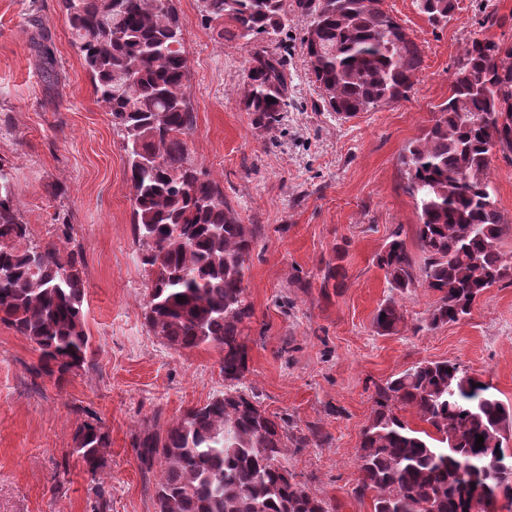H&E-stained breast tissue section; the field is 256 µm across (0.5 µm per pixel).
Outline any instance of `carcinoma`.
<instances>
[{"label": "carcinoma", "mask_w": 512, "mask_h": 512, "mask_svg": "<svg viewBox=\"0 0 512 512\" xmlns=\"http://www.w3.org/2000/svg\"><path fill=\"white\" fill-rule=\"evenodd\" d=\"M96 101L112 117L130 172L134 234L149 273L146 325L175 350L224 352L227 385L186 410L164 432L135 438L140 468L164 467L156 512H329L284 465L288 425L238 387L247 370L244 330L253 315L246 263L256 231L239 222L211 174L191 156L189 68L175 0H62ZM430 21L448 20L453 0H419ZM310 17L301 38L327 109L346 117L398 100L422 66L418 44L383 0H200L202 19L226 39L279 41L288 14ZM244 110L273 128L288 111L282 53L256 51ZM512 158V44L474 33L453 74L451 95L399 162L419 217L416 265L400 235L376 254L390 291L421 286L439 295L433 326L456 322L491 287L512 280L500 249L505 222L489 177L492 151ZM13 174L0 164V323L39 352L37 375H65L87 361L91 336L80 252L64 251L73 225L55 218L58 242L30 237L15 204ZM394 298L380 306L378 332L397 330ZM427 425L415 429L398 409ZM512 406L460 365L421 361L377 388L361 433L358 497L374 512H470L473 480L498 464L500 495L512 500ZM483 436L482 448L475 446ZM108 435L76 431L73 451L95 476Z\"/></svg>", "instance_id": "obj_1"}]
</instances>
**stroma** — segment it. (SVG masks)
Masks as SVG:
<instances>
[{
    "label": "stroma",
    "instance_id": "stroma-1",
    "mask_svg": "<svg viewBox=\"0 0 512 512\" xmlns=\"http://www.w3.org/2000/svg\"><path fill=\"white\" fill-rule=\"evenodd\" d=\"M186 40L194 158L219 180L257 244L245 275L253 316L239 385L310 442L289 444L287 469L334 512H373L354 494L357 448L378 386L423 360L456 362L512 405V284L489 288L470 315L431 326L436 293L398 296L403 321L378 333L390 291L375 256L394 235L413 242L415 203L399 165L449 95L469 38L512 43V0H456L431 23L417 0L384 7L419 45L423 64L405 97L343 117L322 107L300 47L295 13L286 67L291 105L280 126H259L241 103L253 41H227L202 22L198 0H176ZM508 17L482 27L487 14ZM54 59L52 77L43 55ZM0 163L34 240L54 238L56 213L74 227L84 261L91 352L64 380L37 376L38 353L0 324V512H91L102 483L110 512H156L158 473L142 474L133 439L162 430L224 390L222 352L176 351L147 327L149 277L132 224L122 141L95 101L61 0H0ZM490 177L512 251V161L493 154ZM342 267L322 288L327 262ZM98 419L109 435L90 474L73 451L79 426Z\"/></svg>",
    "mask_w": 512,
    "mask_h": 512
}]
</instances>
